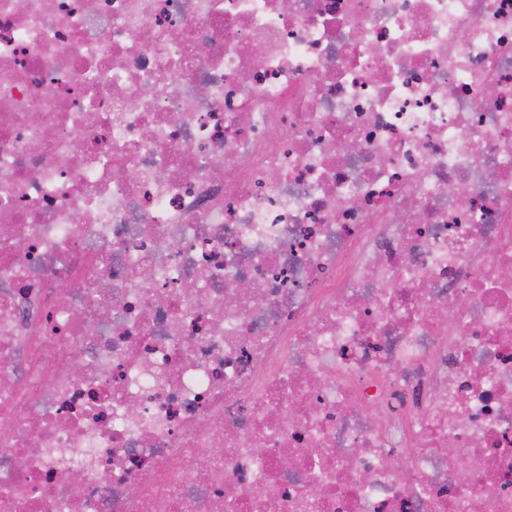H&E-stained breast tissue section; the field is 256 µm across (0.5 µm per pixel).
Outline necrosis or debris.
Listing matches in <instances>:
<instances>
[{
    "instance_id": "4bbe7bcc",
    "label": "necrosis or debris",
    "mask_w": 512,
    "mask_h": 512,
    "mask_svg": "<svg viewBox=\"0 0 512 512\" xmlns=\"http://www.w3.org/2000/svg\"><path fill=\"white\" fill-rule=\"evenodd\" d=\"M0 512H512V0H0Z\"/></svg>"
}]
</instances>
